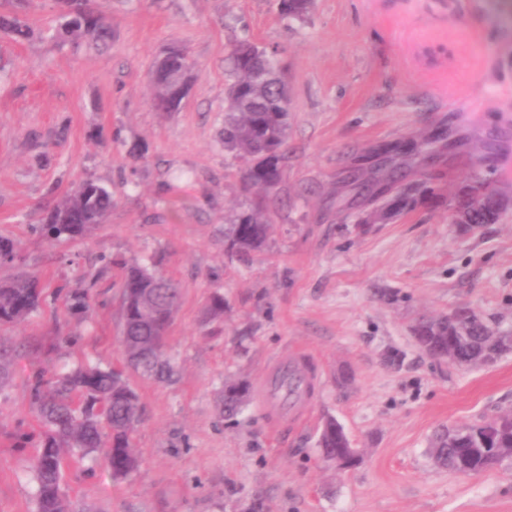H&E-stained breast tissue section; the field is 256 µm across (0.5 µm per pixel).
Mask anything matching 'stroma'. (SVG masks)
I'll use <instances>...</instances> for the list:
<instances>
[{
  "label": "stroma",
  "mask_w": 512,
  "mask_h": 512,
  "mask_svg": "<svg viewBox=\"0 0 512 512\" xmlns=\"http://www.w3.org/2000/svg\"><path fill=\"white\" fill-rule=\"evenodd\" d=\"M110 48L72 50L49 38L51 0H27L37 26L0 42L12 75L0 82V236L52 287L102 276L76 345L45 307L15 334L26 345L0 392V512H35L33 448L40 423L34 373L87 357L119 363L121 271L101 258L154 264L182 302L169 330L171 380L132 377L146 407L134 437L137 473L113 481L90 461L68 471L74 512H512V458L476 476L432 461L437 428L512 408V353L448 366L412 328L469 306L512 333V203L498 223L466 232L451 201L469 177L512 199V0H316L306 21L276 0H99ZM278 47L288 61L291 127L267 247L246 260L224 248V215L242 171L226 166L224 58L239 40ZM188 49L198 77L180 111L151 106L148 72L167 45ZM446 129L414 210L358 227L336 208L350 159L380 142ZM111 187L112 213L88 241L37 232L46 210L80 179ZM227 306L217 333L203 310ZM308 356L316 378L300 419L274 431L259 383L277 357ZM243 378V415H219L226 379ZM362 454L339 471L316 439L325 417Z\"/></svg>",
  "instance_id": "35a3bbf8"
}]
</instances>
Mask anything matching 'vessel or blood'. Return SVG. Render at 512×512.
<instances>
[{
  "label": "vessel or blood",
  "mask_w": 512,
  "mask_h": 512,
  "mask_svg": "<svg viewBox=\"0 0 512 512\" xmlns=\"http://www.w3.org/2000/svg\"><path fill=\"white\" fill-rule=\"evenodd\" d=\"M312 387L313 378L301 371L299 360L278 359L263 380L260 406L279 422L298 417L299 406L308 398Z\"/></svg>",
  "instance_id": "vessel-or-blood-1"
}]
</instances>
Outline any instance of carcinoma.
I'll return each mask as SVG.
<instances>
[{"label":"carcinoma","instance_id":"cac0c4a2","mask_svg":"<svg viewBox=\"0 0 512 512\" xmlns=\"http://www.w3.org/2000/svg\"><path fill=\"white\" fill-rule=\"evenodd\" d=\"M66 8L54 12V37L78 45L91 41L107 45L114 30L93 0H65ZM313 0H278L280 15L303 21L312 13ZM33 34L31 25L16 14H0V39L23 42ZM228 83L224 89V154L243 166V199L224 217L229 224L224 234L230 253L240 259L262 250L271 231L270 196L283 179L288 136L290 99L288 75L278 49L260 46L248 39L238 42L225 57ZM185 76L179 58L156 57L151 66L152 106L169 112V84ZM435 140L426 137L414 149L400 155V162L377 174V180L392 183L407 168L419 183L393 195L386 209L395 213L414 209L417 195L427 190L430 175L418 170V157L434 152ZM112 189L92 178L71 187L47 213V234L69 240H84L112 211ZM503 199L496 188L482 180L463 187L453 212L465 216L464 224L476 229L499 221ZM17 244L0 237V265L15 264ZM123 274L119 282L120 336L125 368L102 367L78 362L62 374L34 377L31 404L41 423L35 443L32 470L36 481L37 512H71L62 483L64 453L83 458L93 453L104 456L112 479L123 480L140 466L133 436L143 421L139 394L131 387L125 369L158 379H169L173 367L167 351V334L177 312L182 290L174 280L139 263L112 261ZM56 298L64 311L82 321L92 310L95 298L90 288H60ZM44 301V285L36 275L21 273L0 281V391L12 379V367L20 355L15 339L5 330L25 324ZM224 294L214 291L204 308L207 323L224 319ZM417 345L437 356L452 347L467 366L493 364L503 353L512 352V336H498L479 314L464 309L423 318L414 327ZM246 383L224 384L222 415L238 417L248 401L239 392ZM436 464L462 475H477L501 461L495 448H512V410H499L470 424H455L435 432L431 442ZM350 447L342 425L332 416L323 421L317 439L320 453H342Z\"/></svg>","mask_w":512,"mask_h":512}]
</instances>
